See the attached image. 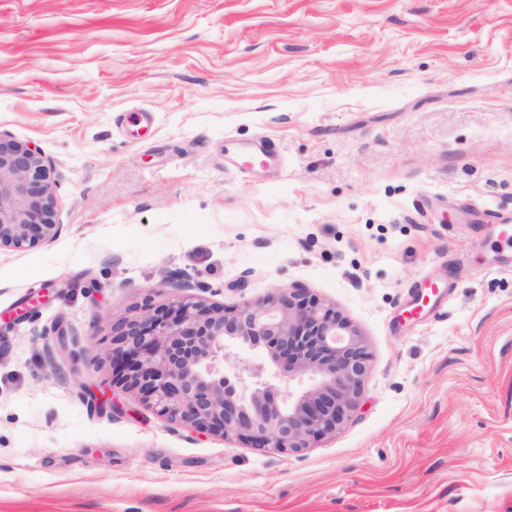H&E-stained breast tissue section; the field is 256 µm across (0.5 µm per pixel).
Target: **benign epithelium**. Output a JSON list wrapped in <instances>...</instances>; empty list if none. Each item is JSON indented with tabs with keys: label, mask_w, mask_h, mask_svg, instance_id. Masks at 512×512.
Instances as JSON below:
<instances>
[{
	"label": "benign epithelium",
	"mask_w": 512,
	"mask_h": 512,
	"mask_svg": "<svg viewBox=\"0 0 512 512\" xmlns=\"http://www.w3.org/2000/svg\"><path fill=\"white\" fill-rule=\"evenodd\" d=\"M56 183L39 150L0 133V251L58 236ZM264 348L285 377L264 365L233 364L232 349ZM112 371L171 421L297 452L335 433L357 406L369 353L356 328L303 288L226 309L187 300L145 306L112 325Z\"/></svg>",
	"instance_id": "benign-epithelium-1"
}]
</instances>
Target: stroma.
Segmentation results:
<instances>
[{
  "instance_id": "1",
  "label": "stroma",
  "mask_w": 512,
  "mask_h": 512,
  "mask_svg": "<svg viewBox=\"0 0 512 512\" xmlns=\"http://www.w3.org/2000/svg\"><path fill=\"white\" fill-rule=\"evenodd\" d=\"M0 132L62 226L0 253V321L49 294L0 328V512H512V0H0ZM280 286L370 353L335 434L113 376V320Z\"/></svg>"
}]
</instances>
